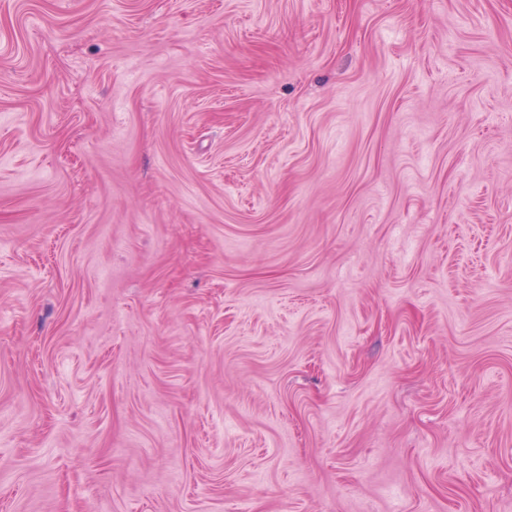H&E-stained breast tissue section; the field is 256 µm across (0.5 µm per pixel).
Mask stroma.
Wrapping results in <instances>:
<instances>
[{"instance_id":"1","label":"stroma","mask_w":512,"mask_h":512,"mask_svg":"<svg viewBox=\"0 0 512 512\" xmlns=\"http://www.w3.org/2000/svg\"><path fill=\"white\" fill-rule=\"evenodd\" d=\"M0 512H512V0H0Z\"/></svg>"}]
</instances>
